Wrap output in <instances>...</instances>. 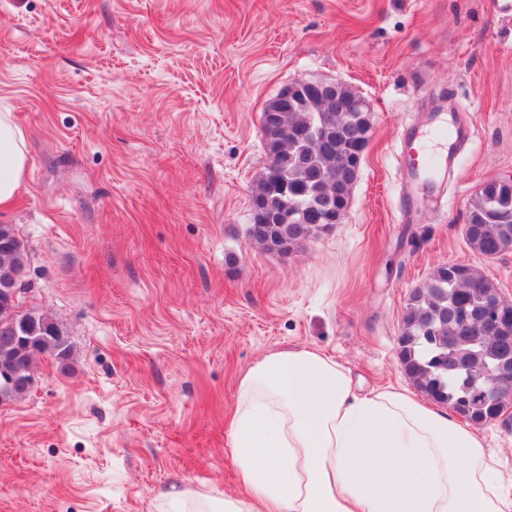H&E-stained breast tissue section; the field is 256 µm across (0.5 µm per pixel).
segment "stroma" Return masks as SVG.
<instances>
[{
    "instance_id": "stroma-1",
    "label": "stroma",
    "mask_w": 512,
    "mask_h": 512,
    "mask_svg": "<svg viewBox=\"0 0 512 512\" xmlns=\"http://www.w3.org/2000/svg\"><path fill=\"white\" fill-rule=\"evenodd\" d=\"M343 82L371 131L340 224L277 254L254 241L261 114L289 82ZM29 149L0 211L29 248L20 305L67 368L35 361L0 402V512H159L177 487L241 488L225 443L240 378L290 348L366 389L412 391L406 299L439 265L512 300V250L464 237L478 186L512 178V18L500 0H0V111ZM456 123L446 175L407 138ZM512 482V407L478 426Z\"/></svg>"
}]
</instances>
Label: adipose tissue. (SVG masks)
Returning <instances> with one entry per match:
<instances>
[{"label": "adipose tissue", "instance_id": "adipose-tissue-1", "mask_svg": "<svg viewBox=\"0 0 512 512\" xmlns=\"http://www.w3.org/2000/svg\"><path fill=\"white\" fill-rule=\"evenodd\" d=\"M25 135L0 112V210L26 181ZM246 494L175 489L160 512H512L477 432L398 390L357 392L333 357L265 356L238 383L226 443Z\"/></svg>", "mask_w": 512, "mask_h": 512}]
</instances>
